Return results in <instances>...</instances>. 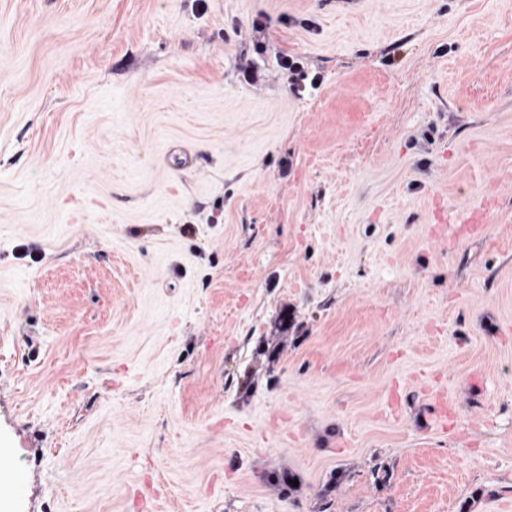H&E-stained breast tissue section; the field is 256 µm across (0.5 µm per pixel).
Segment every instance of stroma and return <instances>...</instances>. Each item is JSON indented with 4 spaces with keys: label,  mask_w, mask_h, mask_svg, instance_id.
Listing matches in <instances>:
<instances>
[{
    "label": "stroma",
    "mask_w": 512,
    "mask_h": 512,
    "mask_svg": "<svg viewBox=\"0 0 512 512\" xmlns=\"http://www.w3.org/2000/svg\"><path fill=\"white\" fill-rule=\"evenodd\" d=\"M0 448V512H512V0H0Z\"/></svg>",
    "instance_id": "1"
}]
</instances>
